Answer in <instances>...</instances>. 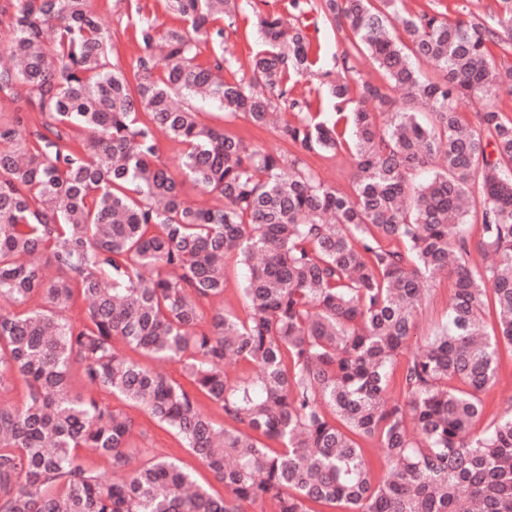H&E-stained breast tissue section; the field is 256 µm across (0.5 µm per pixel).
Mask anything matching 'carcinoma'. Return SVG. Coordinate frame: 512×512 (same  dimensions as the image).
Returning <instances> with one entry per match:
<instances>
[{
    "label": "carcinoma",
    "instance_id": "cac0c4a2",
    "mask_svg": "<svg viewBox=\"0 0 512 512\" xmlns=\"http://www.w3.org/2000/svg\"><path fill=\"white\" fill-rule=\"evenodd\" d=\"M164 2L180 25L139 18L144 55L128 66L89 0L0 3V55L14 60L0 63V102L14 104L0 112V300L12 307L0 315V389H25L22 406H0V512H243L256 502L512 512V409L476 430L500 345L512 348V115L497 101L512 0H497L491 25L465 6L452 18L432 3L410 12L404 0H290L300 23L256 16L264 49L248 77L224 65L238 0ZM308 17L352 33L334 77L318 67ZM208 43L213 58L202 61ZM361 55L384 82L358 75ZM303 78L335 101L332 122L288 98ZM476 94L485 104L474 127L458 105ZM203 99L273 127L290 150H257L201 123L193 103ZM158 132L183 146L181 173L214 203L183 198L179 175L158 163ZM339 151L356 165L348 193L302 160ZM436 158L437 170L411 181ZM230 259L244 270V319L215 306ZM441 270L454 281L449 326L408 355L425 276ZM78 301L84 316L73 321ZM119 342L180 362L188 384ZM229 364L253 372L231 377ZM76 366L83 393L70 388ZM394 384L400 399L389 404ZM100 390L174 432L229 496L168 457L121 475L135 421ZM359 438L379 443L384 476ZM84 449L115 477L86 468Z\"/></svg>",
    "mask_w": 512,
    "mask_h": 512
}]
</instances>
